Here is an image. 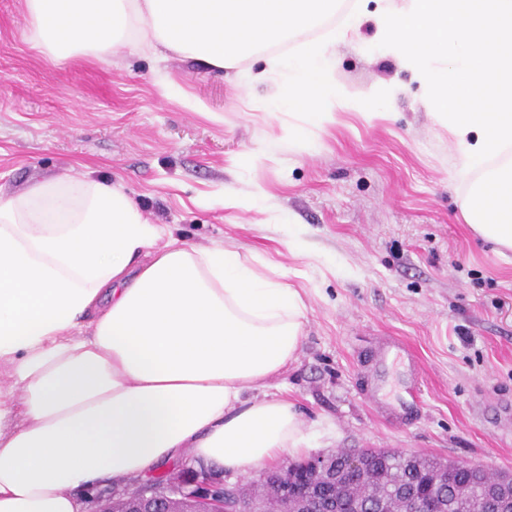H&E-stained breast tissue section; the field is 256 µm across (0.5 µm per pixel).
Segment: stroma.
I'll list each match as a JSON object with an SVG mask.
<instances>
[{
  "label": "stroma",
  "instance_id": "35a3bbf8",
  "mask_svg": "<svg viewBox=\"0 0 512 512\" xmlns=\"http://www.w3.org/2000/svg\"><path fill=\"white\" fill-rule=\"evenodd\" d=\"M26 31L24 0H0V197L61 175L105 178L190 243L288 272L307 321L297 361L263 391L296 403L309 454L389 448L512 471V251L499 255L464 223L467 186L448 131L408 71L338 45L340 83L354 93L388 85L395 96L372 103L370 119L337 111L332 125L310 129L309 151L252 168L247 154L289 120L258 111L264 88L124 48L55 64ZM165 82L177 94L163 97ZM257 186L269 212L220 201ZM273 212L289 216L296 247L284 245ZM385 336L415 351L419 401L407 361L378 359Z\"/></svg>",
  "mask_w": 512,
  "mask_h": 512
}]
</instances>
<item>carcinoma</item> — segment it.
<instances>
[{"label": "carcinoma", "mask_w": 512, "mask_h": 512, "mask_svg": "<svg viewBox=\"0 0 512 512\" xmlns=\"http://www.w3.org/2000/svg\"><path fill=\"white\" fill-rule=\"evenodd\" d=\"M364 458V468L351 471L346 460ZM336 463V482L314 470L308 460L295 462L279 471L280 481L288 485V494L296 504L311 491L319 492L329 504L321 512H365V506L384 502L386 512H409L411 500L421 499L431 512H485L481 499L503 482H511L508 472H491L480 466L467 467L454 460L402 453L390 449H338L332 454ZM278 488L265 481L245 488L242 498L257 504L263 512H277Z\"/></svg>", "instance_id": "carcinoma-1"}]
</instances>
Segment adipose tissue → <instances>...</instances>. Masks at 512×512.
<instances>
[{"instance_id":"adipose-tissue-1","label":"adipose tissue","mask_w":512,"mask_h":512,"mask_svg":"<svg viewBox=\"0 0 512 512\" xmlns=\"http://www.w3.org/2000/svg\"><path fill=\"white\" fill-rule=\"evenodd\" d=\"M372 43L421 86L469 184L466 224L512 251V0H376ZM49 61L161 49L266 87L268 115L320 128L390 87L350 92L337 0H25ZM255 55L259 70L246 68ZM307 305L253 254L201 248L121 186L56 177L0 198V512H80L192 450L237 475L300 454L303 418L254 391L297 361Z\"/></svg>"}]
</instances>
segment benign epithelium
Listing matches in <instances>:
<instances>
[{
  "label": "benign epithelium",
  "mask_w": 512,
  "mask_h": 512,
  "mask_svg": "<svg viewBox=\"0 0 512 512\" xmlns=\"http://www.w3.org/2000/svg\"><path fill=\"white\" fill-rule=\"evenodd\" d=\"M169 494L193 505L190 512H240L239 487L226 486L221 474L202 463L183 468L178 481L162 490L148 482L120 494L115 491L108 495L100 493L97 502L101 506L96 512H117L119 503L125 512H158L157 504Z\"/></svg>",
  "instance_id": "1"
}]
</instances>
